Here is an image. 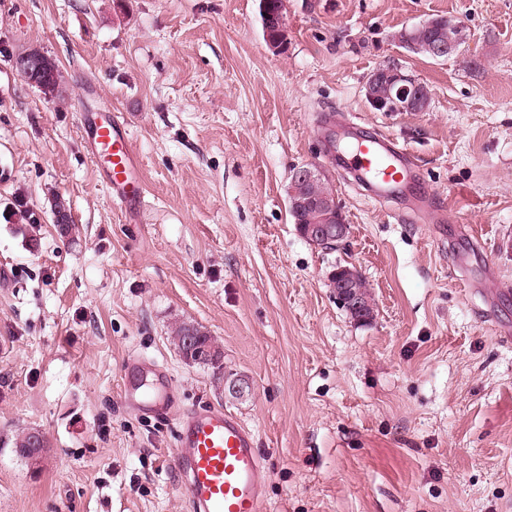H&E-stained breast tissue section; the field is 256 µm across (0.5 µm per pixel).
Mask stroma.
Returning <instances> with one entry per match:
<instances>
[{"instance_id": "obj_1", "label": "stroma", "mask_w": 512, "mask_h": 512, "mask_svg": "<svg viewBox=\"0 0 512 512\" xmlns=\"http://www.w3.org/2000/svg\"><path fill=\"white\" fill-rule=\"evenodd\" d=\"M287 8L276 55L258 0H0V512H189L176 413L122 399L132 356L166 368L179 410L219 405L254 432L265 512H512V340L495 330L512 328V0ZM437 15L465 27L459 55L398 43ZM30 49L55 62V97L17 71ZM392 60L427 111L370 107L364 82ZM90 108L125 119L135 211L85 149ZM324 114L406 148L444 222L391 217L327 159ZM302 165L333 186L336 247L288 214ZM339 265L366 279L371 320L329 288ZM182 321L250 398L179 357ZM25 427L50 442L35 465L12 448ZM172 333H173V336H171L172 344H173L175 350L177 351L178 355L182 359H183V356L186 354V352H185L186 336H187L186 343L188 346V351H187L188 361H191L193 358L199 359V360H200V358H204V354L202 355V357H200L201 353H200L199 349H195L194 336H195L198 346L208 348V349L212 350L213 353H215V355H216V358L211 359L212 364H209L206 362H204V363L195 362L193 364H190L187 362H185V363H187L189 365H198V366H203V367L207 366V367H211L214 369H217V367H222L224 365L223 351L215 344L216 341L204 327H202L199 324H196L194 322H191V321H183V322L179 323L174 328ZM190 335H192V336H190ZM253 393L251 380L240 373L224 370V398L231 401L247 399Z\"/></svg>"}]
</instances>
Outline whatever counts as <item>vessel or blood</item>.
<instances>
[{
	"label": "vessel or blood",
	"instance_id": "1",
	"mask_svg": "<svg viewBox=\"0 0 512 512\" xmlns=\"http://www.w3.org/2000/svg\"><path fill=\"white\" fill-rule=\"evenodd\" d=\"M80 123L89 155L105 162L102 172L114 201L125 207L140 203L144 188L137 157L118 117L84 115ZM330 137L372 198L393 201L406 218L426 208L425 197L411 192L417 166L405 148L348 129L331 131ZM124 372L123 398L130 407L150 413L172 408L173 385L156 360L131 357ZM178 420L176 460L190 512H263L262 458L254 433L218 406L183 411Z\"/></svg>",
	"mask_w": 512,
	"mask_h": 512
}]
</instances>
